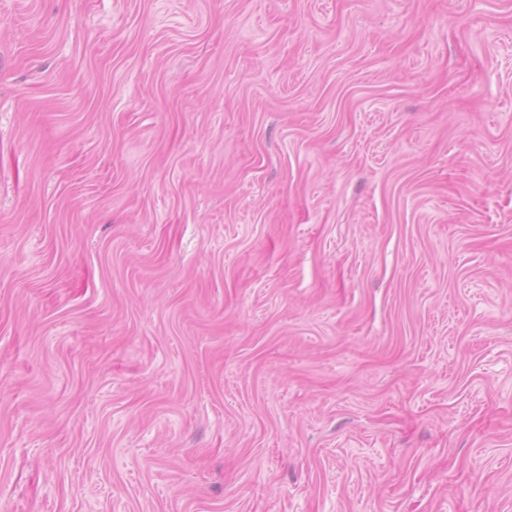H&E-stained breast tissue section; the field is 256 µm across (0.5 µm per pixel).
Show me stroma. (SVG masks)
<instances>
[{
  "label": "stroma",
  "mask_w": 512,
  "mask_h": 512,
  "mask_svg": "<svg viewBox=\"0 0 512 512\" xmlns=\"http://www.w3.org/2000/svg\"><path fill=\"white\" fill-rule=\"evenodd\" d=\"M0 512H512V0H0Z\"/></svg>",
  "instance_id": "1"
}]
</instances>
